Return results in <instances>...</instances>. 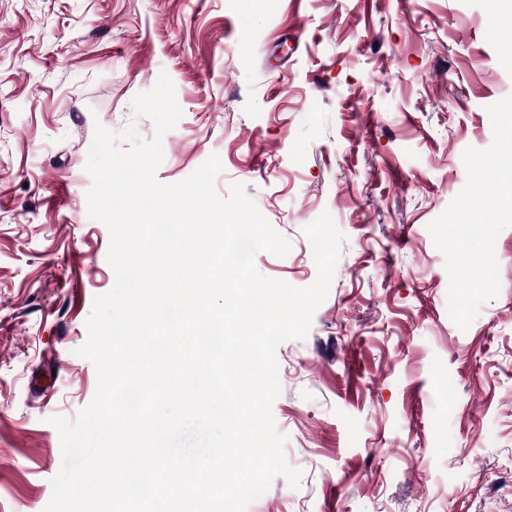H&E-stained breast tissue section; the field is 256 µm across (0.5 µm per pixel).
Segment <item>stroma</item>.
I'll list each match as a JSON object with an SVG mask.
<instances>
[{
	"label": "stroma",
	"mask_w": 512,
	"mask_h": 512,
	"mask_svg": "<svg viewBox=\"0 0 512 512\" xmlns=\"http://www.w3.org/2000/svg\"><path fill=\"white\" fill-rule=\"evenodd\" d=\"M0 0V512H45L97 373L76 350L115 274L89 218L95 124L153 122L133 98L160 72L182 116L163 184L210 156L291 243L255 257L297 288L318 276L303 232L345 241L308 335L276 350L272 405L299 487L276 477L247 512H512V227L499 292L468 329L429 224L493 142L512 95V0ZM453 378L442 395L443 377Z\"/></svg>",
	"instance_id": "35a3bbf8"
}]
</instances>
